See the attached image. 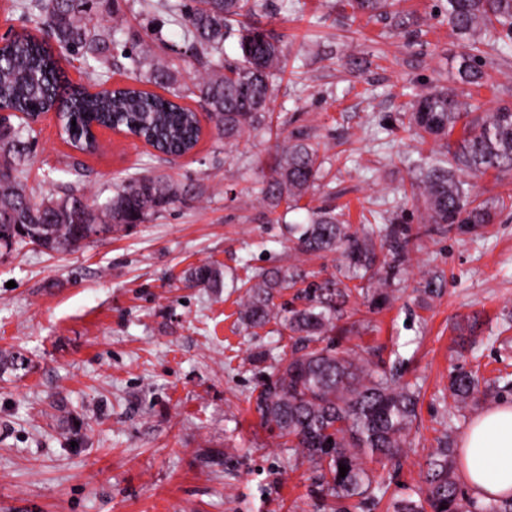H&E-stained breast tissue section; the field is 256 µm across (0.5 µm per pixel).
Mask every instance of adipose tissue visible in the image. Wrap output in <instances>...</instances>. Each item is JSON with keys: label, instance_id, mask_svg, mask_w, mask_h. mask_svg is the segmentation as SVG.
<instances>
[{"label": "adipose tissue", "instance_id": "1", "mask_svg": "<svg viewBox=\"0 0 512 512\" xmlns=\"http://www.w3.org/2000/svg\"><path fill=\"white\" fill-rule=\"evenodd\" d=\"M464 481L478 500L512 492V404L485 410L464 435L459 448Z\"/></svg>", "mask_w": 512, "mask_h": 512}]
</instances>
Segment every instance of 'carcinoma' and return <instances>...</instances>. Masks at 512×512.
<instances>
[{"label":"carcinoma","mask_w":512,"mask_h":512,"mask_svg":"<svg viewBox=\"0 0 512 512\" xmlns=\"http://www.w3.org/2000/svg\"><path fill=\"white\" fill-rule=\"evenodd\" d=\"M181 29L198 59L209 63L191 77V93L221 125L217 135L234 147L247 135H272L271 103L280 78L283 49L273 32L254 24L258 0H148ZM448 26L462 41L458 56L459 89L434 88L417 95L402 126L423 145L441 141L439 155L427 162L403 190L404 198L423 204L424 224H488L493 206L477 201L465 176L489 171L512 173V106L480 111L471 103V88L485 84V59L499 43L512 42V0H445ZM353 13L370 17L387 12L391 0H348ZM16 10L30 19L45 18L56 44L85 60L86 83L70 82L49 42L28 33L0 50V103L14 112H48L61 101L67 143L85 151L92 128L115 125L139 132L165 154L191 151L199 140L196 113L177 102L179 71L157 55L151 42L122 51L136 73V84L106 94L88 87L108 81L116 66L112 51L121 45L124 27L93 22L87 0H15ZM236 40L238 58L223 61L224 43ZM154 85L162 95L143 89ZM461 136L452 139L456 127ZM273 163L256 195L270 208L298 207L320 178L319 150L299 133L269 147ZM30 134L8 118L0 123V257L24 244L46 253L79 249L107 235L167 210L188 190L154 175L120 179L105 202H89L79 190L62 196L23 187ZM403 219H391L380 245L353 228L331 208L309 213L305 224L288 225L293 249L303 255L340 253L338 275L311 282L300 290L298 306H278L276 295L304 279L297 267L262 271L247 279L239 310L248 328L275 322L292 340L290 356L277 360L274 378L255 396L261 421L278 430L289 447L318 473L324 512H352L374 500L372 471L366 461L389 463L404 453L406 432L416 416L418 394L361 358L336 351L332 333L352 294L344 280H365L372 304L389 300V287L408 252ZM224 273L203 263L183 277L190 288H218ZM478 380L467 371L450 375L454 402L474 397ZM457 448L448 439L435 450L417 499L405 498L394 512H512V496L488 503L464 491L456 475ZM347 467L339 476V465Z\"/></svg>","instance_id":"carcinoma-1"}]
</instances>
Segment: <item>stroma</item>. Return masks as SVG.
<instances>
[{"label": "stroma", "mask_w": 512, "mask_h": 512, "mask_svg": "<svg viewBox=\"0 0 512 512\" xmlns=\"http://www.w3.org/2000/svg\"><path fill=\"white\" fill-rule=\"evenodd\" d=\"M436 0H394L387 14L356 18L346 0H261L254 17L288 46L272 105L280 140L308 134L325 176L298 209L244 204L271 158L266 139L228 150L204 131L181 157H156L123 137L102 151H74L46 119L27 186L92 199L135 172L203 186L132 229L80 249L26 246L0 259V353L26 364L0 371V512H319L312 465L262 424L249 398L291 342L275 324L245 329L234 280L296 265L317 278L337 256L296 255L286 225L320 206L405 217L409 253L390 300L352 297L337 323L338 350L360 356L420 390L398 464L373 465L383 495L365 512H393L412 495L446 431L462 438L487 408L512 403V209L476 226L423 224L402 195L429 150L400 127L416 94L456 87L462 43ZM97 16H123L125 41L158 35L159 54L189 77L199 66L178 28L141 0H96ZM487 87L473 101L512 104V43L488 58ZM209 262L220 288H188L182 276ZM438 295H424L428 278ZM480 314L482 332L460 350L455 327ZM477 371L464 407L449 395L452 369Z\"/></svg>", "instance_id": "35a3bbf8"}]
</instances>
